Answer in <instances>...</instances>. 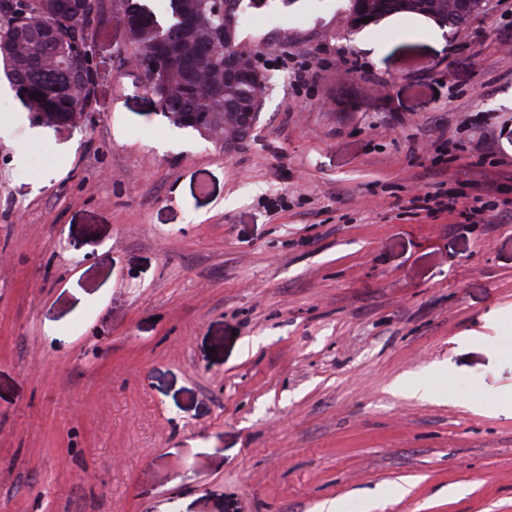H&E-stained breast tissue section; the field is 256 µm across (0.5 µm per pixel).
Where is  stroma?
<instances>
[{
    "mask_svg": "<svg viewBox=\"0 0 512 512\" xmlns=\"http://www.w3.org/2000/svg\"><path fill=\"white\" fill-rule=\"evenodd\" d=\"M103 4L79 126L0 101V512H512V0L241 9L229 151ZM438 178L482 221L414 207ZM358 1V4L355 8H353L351 11V0H348L349 6L347 8L348 12V26L350 30H359L361 28L370 26L372 24L377 23L380 21L383 17L387 16V14H383L379 11H376L372 9L369 5L371 4L372 0H353ZM365 17H373V20L367 22V23H359V20L364 19Z\"/></svg>",
    "mask_w": 512,
    "mask_h": 512,
    "instance_id": "obj_1",
    "label": "stroma"
}]
</instances>
